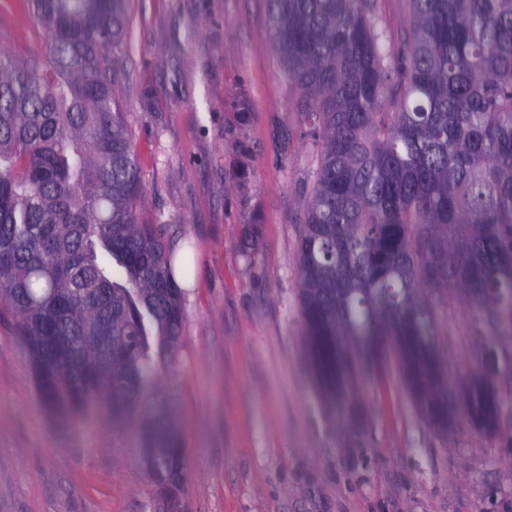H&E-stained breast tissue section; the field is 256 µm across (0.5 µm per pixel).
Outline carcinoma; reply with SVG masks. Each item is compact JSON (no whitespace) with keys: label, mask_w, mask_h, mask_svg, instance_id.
I'll return each mask as SVG.
<instances>
[{"label":"carcinoma","mask_w":512,"mask_h":512,"mask_svg":"<svg viewBox=\"0 0 512 512\" xmlns=\"http://www.w3.org/2000/svg\"><path fill=\"white\" fill-rule=\"evenodd\" d=\"M126 0H30L47 37L34 66L0 54V317L15 321L34 378L51 368L65 415L111 391L123 420L159 360L147 326L173 354L180 288L158 224L137 216L140 179L112 98ZM408 31L393 41L375 0H267L275 51L320 139L299 243L302 314L328 400L362 371L360 345L405 337L395 355L431 419L435 402L467 418L497 379L443 389L419 379L437 356L426 286L512 324V0H407ZM69 340L47 355L41 325ZM122 336L112 365L102 333ZM161 398L146 429L167 453L150 466L178 495L183 454Z\"/></svg>","instance_id":"cac0c4a2"}]
</instances>
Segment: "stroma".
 Returning <instances> with one entry per match:
<instances>
[{
    "label": "stroma",
    "mask_w": 512,
    "mask_h": 512,
    "mask_svg": "<svg viewBox=\"0 0 512 512\" xmlns=\"http://www.w3.org/2000/svg\"><path fill=\"white\" fill-rule=\"evenodd\" d=\"M113 99L137 155L140 221L192 253L176 278L177 350L161 396L184 450L181 512H512V369L500 429L433 427L396 364L362 373L355 406L324 397L305 339L298 249L316 147L265 0H128ZM0 51L40 63L27 0H0ZM449 384L479 347L512 349L429 288ZM0 512H169L137 418L52 414L14 323L0 319Z\"/></svg>",
    "instance_id": "obj_1"
}]
</instances>
